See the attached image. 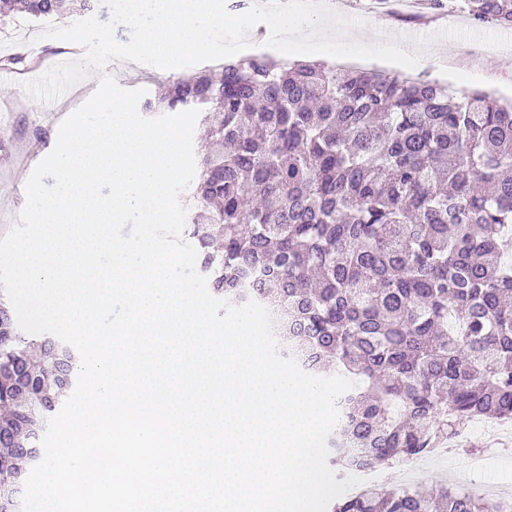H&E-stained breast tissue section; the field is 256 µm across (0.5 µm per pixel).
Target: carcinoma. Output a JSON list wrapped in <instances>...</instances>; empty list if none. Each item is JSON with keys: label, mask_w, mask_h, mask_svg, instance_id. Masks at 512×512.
<instances>
[{"label": "carcinoma", "mask_w": 512, "mask_h": 512, "mask_svg": "<svg viewBox=\"0 0 512 512\" xmlns=\"http://www.w3.org/2000/svg\"><path fill=\"white\" fill-rule=\"evenodd\" d=\"M512 29V0H463ZM60 0H0V24ZM27 54L0 58L24 72ZM204 112L186 225L214 296L254 300L281 355L361 379L328 439L339 479L426 456L476 418L512 420V100L403 73L251 55L170 81L148 112ZM73 351L23 335L0 296V512H21ZM329 512H512L433 480L346 494Z\"/></svg>", "instance_id": "1"}]
</instances>
